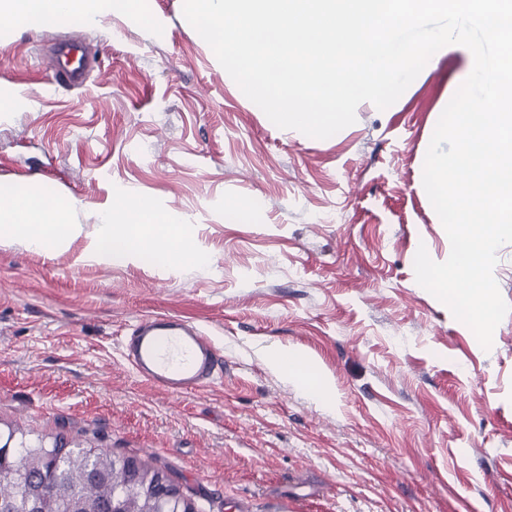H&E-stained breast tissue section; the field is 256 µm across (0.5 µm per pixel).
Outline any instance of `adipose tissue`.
Wrapping results in <instances>:
<instances>
[{"instance_id": "obj_1", "label": "adipose tissue", "mask_w": 512, "mask_h": 512, "mask_svg": "<svg viewBox=\"0 0 512 512\" xmlns=\"http://www.w3.org/2000/svg\"><path fill=\"white\" fill-rule=\"evenodd\" d=\"M111 12L112 0H0L1 16L21 17L38 28L73 22L96 24ZM1 210L10 213L11 219L0 224V239L20 235L29 247L40 250L48 245H61L71 232L56 208L43 207L20 195L0 196ZM155 210L154 201L147 196L114 197L111 208L102 217L95 243L98 257L107 261L124 260L147 248L175 264L194 265L197 249L192 235L142 231V224L149 222Z\"/></svg>"}]
</instances>
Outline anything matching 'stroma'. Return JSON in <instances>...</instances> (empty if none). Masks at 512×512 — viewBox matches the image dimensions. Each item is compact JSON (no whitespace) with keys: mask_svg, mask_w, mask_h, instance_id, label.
<instances>
[{"mask_svg":"<svg viewBox=\"0 0 512 512\" xmlns=\"http://www.w3.org/2000/svg\"><path fill=\"white\" fill-rule=\"evenodd\" d=\"M147 3L0 27V194L72 225L49 251L0 241V433L137 458L203 512H512V312L483 349L414 272L419 247L451 250L422 172L465 47L321 140L242 93L183 0ZM76 34L94 64L71 87L46 49ZM119 191L187 225L196 264L97 258ZM154 314L214 341L208 387L171 396L126 363L124 337ZM277 349L302 352L330 400L278 371Z\"/></svg>","mask_w":512,"mask_h":512,"instance_id":"1","label":"stroma"}]
</instances>
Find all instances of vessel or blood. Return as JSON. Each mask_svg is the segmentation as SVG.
<instances>
[{
    "instance_id": "vessel-or-blood-1",
    "label": "vessel or blood",
    "mask_w": 512,
    "mask_h": 512,
    "mask_svg": "<svg viewBox=\"0 0 512 512\" xmlns=\"http://www.w3.org/2000/svg\"><path fill=\"white\" fill-rule=\"evenodd\" d=\"M123 357L142 381L173 396L210 384L220 360L196 326L169 314L142 319L126 337Z\"/></svg>"
}]
</instances>
